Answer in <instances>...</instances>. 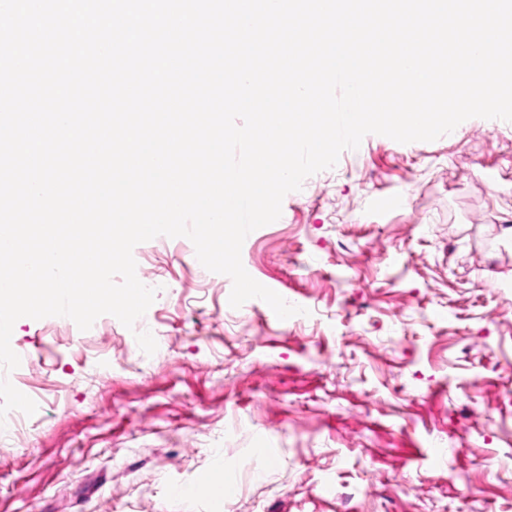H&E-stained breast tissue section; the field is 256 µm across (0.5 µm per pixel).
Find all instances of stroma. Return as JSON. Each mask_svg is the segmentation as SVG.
Instances as JSON below:
<instances>
[{
  "instance_id": "35a3bbf8",
  "label": "stroma",
  "mask_w": 512,
  "mask_h": 512,
  "mask_svg": "<svg viewBox=\"0 0 512 512\" xmlns=\"http://www.w3.org/2000/svg\"><path fill=\"white\" fill-rule=\"evenodd\" d=\"M133 257L166 358L17 320L0 512H512V122L370 134L288 193L241 260L307 322L231 307L185 239ZM225 461L226 500L197 485Z\"/></svg>"
}]
</instances>
